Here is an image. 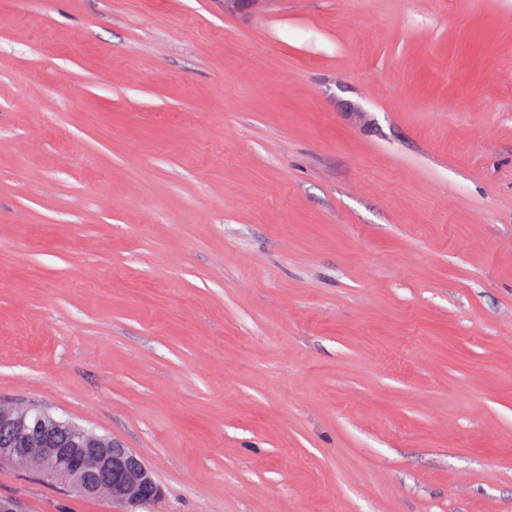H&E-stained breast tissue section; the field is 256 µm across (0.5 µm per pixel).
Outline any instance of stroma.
I'll return each mask as SVG.
<instances>
[{"instance_id":"35a3bbf8","label":"stroma","mask_w":512,"mask_h":512,"mask_svg":"<svg viewBox=\"0 0 512 512\" xmlns=\"http://www.w3.org/2000/svg\"><path fill=\"white\" fill-rule=\"evenodd\" d=\"M1 404L144 512H512V0H0ZM1 467L112 499L130 507L128 512L163 496L151 468L134 450L44 410L0 406ZM90 474L99 479H88Z\"/></svg>"}]
</instances>
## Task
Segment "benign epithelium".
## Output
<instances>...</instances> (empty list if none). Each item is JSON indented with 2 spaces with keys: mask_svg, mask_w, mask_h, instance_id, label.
Here are the masks:
<instances>
[{
  "mask_svg": "<svg viewBox=\"0 0 512 512\" xmlns=\"http://www.w3.org/2000/svg\"><path fill=\"white\" fill-rule=\"evenodd\" d=\"M1 467L120 502L128 512L163 496L151 468L134 450L44 410L0 406Z\"/></svg>",
  "mask_w": 512,
  "mask_h": 512,
  "instance_id": "1",
  "label": "benign epithelium"
}]
</instances>
